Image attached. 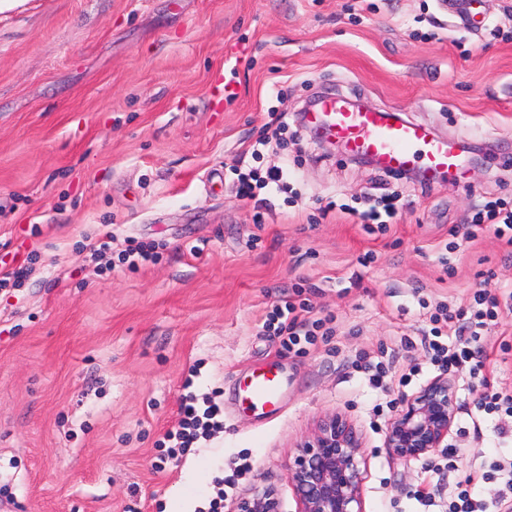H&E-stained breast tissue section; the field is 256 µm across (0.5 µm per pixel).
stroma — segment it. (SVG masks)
<instances>
[{
    "label": "stroma",
    "instance_id": "1",
    "mask_svg": "<svg viewBox=\"0 0 512 512\" xmlns=\"http://www.w3.org/2000/svg\"><path fill=\"white\" fill-rule=\"evenodd\" d=\"M223 77L231 99L210 86ZM334 96L467 144L465 174L424 187L362 165L299 120ZM287 126L258 170L289 194L237 197L235 159ZM394 192L395 223L356 209ZM489 198L512 201V0H28L0 14V512H223L257 477L284 512L295 447L333 412L364 442L365 512H441L451 489L512 457V436L453 374L452 470L393 459L384 428L402 394L438 374L421 346L437 305L512 290V247L462 233ZM155 246L157 262L96 274L91 239ZM288 300L329 318L305 350L266 324ZM412 347H405L404 338ZM490 380L512 388V315L486 334ZM383 362L373 387L360 357ZM224 427L182 460L161 441L192 367ZM288 378L276 410L242 402L253 372ZM407 386H399L402 374Z\"/></svg>",
    "mask_w": 512,
    "mask_h": 512
}]
</instances>
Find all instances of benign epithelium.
Instances as JSON below:
<instances>
[{
  "label": "benign epithelium",
  "instance_id": "benign-epithelium-1",
  "mask_svg": "<svg viewBox=\"0 0 512 512\" xmlns=\"http://www.w3.org/2000/svg\"><path fill=\"white\" fill-rule=\"evenodd\" d=\"M458 410L455 386L448 374L438 375L416 392L399 399L385 428V448L405 463L427 459L448 441ZM363 443L348 416L324 417L312 437L296 448L288 468V483L297 512H364ZM252 496L236 512H281L276 489L256 476Z\"/></svg>",
  "mask_w": 512,
  "mask_h": 512
}]
</instances>
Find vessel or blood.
<instances>
[{
  "label": "vessel or blood",
  "instance_id": "vessel-or-blood-1",
  "mask_svg": "<svg viewBox=\"0 0 512 512\" xmlns=\"http://www.w3.org/2000/svg\"><path fill=\"white\" fill-rule=\"evenodd\" d=\"M305 119L324 128L349 153L371 156L386 170L400 171L416 165L421 173L437 180L457 177L463 169L455 140L394 112L357 111L342 100L327 97L306 113ZM284 386L283 377L269 368L251 376L243 389V399L249 408L263 412L274 405Z\"/></svg>",
  "mask_w": 512,
  "mask_h": 512
}]
</instances>
